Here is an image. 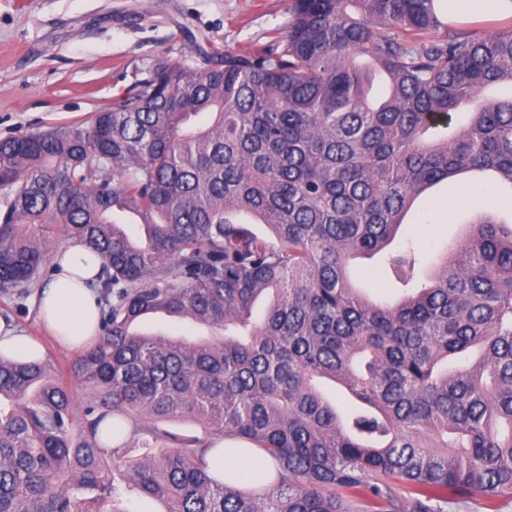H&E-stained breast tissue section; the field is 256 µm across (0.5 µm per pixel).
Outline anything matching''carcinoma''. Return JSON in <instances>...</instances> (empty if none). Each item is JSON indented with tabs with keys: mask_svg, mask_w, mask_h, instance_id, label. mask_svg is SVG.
Listing matches in <instances>:
<instances>
[{
	"mask_svg": "<svg viewBox=\"0 0 512 512\" xmlns=\"http://www.w3.org/2000/svg\"><path fill=\"white\" fill-rule=\"evenodd\" d=\"M512 28L436 0H291L274 47L160 60L88 124L0 139V295L44 276L54 234L103 258L98 341L71 366L0 358V512H122L120 475L166 512H448L512 500V218H474L428 286L377 303L349 263L464 174L512 211ZM264 224L268 239L252 225ZM265 316L252 321L260 297ZM216 342L137 329L152 315ZM326 378L354 404L315 385ZM188 417L205 436L160 427ZM133 435L149 452L128 455ZM248 440L275 480L209 475Z\"/></svg>",
	"mask_w": 512,
	"mask_h": 512,
	"instance_id": "cac0c4a2",
	"label": "carcinoma"
}]
</instances>
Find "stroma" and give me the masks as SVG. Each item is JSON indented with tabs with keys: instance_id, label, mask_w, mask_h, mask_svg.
I'll return each mask as SVG.
<instances>
[{
	"instance_id": "35a3bbf8",
	"label": "stroma",
	"mask_w": 512,
	"mask_h": 512,
	"mask_svg": "<svg viewBox=\"0 0 512 512\" xmlns=\"http://www.w3.org/2000/svg\"><path fill=\"white\" fill-rule=\"evenodd\" d=\"M287 22L288 0H0V138L85 123L112 108L157 60L193 63L196 46L185 29L207 46L238 52L272 46ZM452 194L442 187L394 243L413 246L419 274L436 269L462 219L484 207V195L474 194L444 213L439 205ZM353 266L357 286L372 298L399 294L383 258H359ZM36 298L0 295V321L39 338L69 382L75 354L42 326Z\"/></svg>"
}]
</instances>
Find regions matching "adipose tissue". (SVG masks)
Returning a JSON list of instances; mask_svg holds the SVG:
<instances>
[{
    "instance_id": "adipose-tissue-1",
    "label": "adipose tissue",
    "mask_w": 512,
    "mask_h": 512,
    "mask_svg": "<svg viewBox=\"0 0 512 512\" xmlns=\"http://www.w3.org/2000/svg\"><path fill=\"white\" fill-rule=\"evenodd\" d=\"M448 17L460 22H490L512 16V0H444ZM54 272L40 292L39 314L57 343L79 349L98 336L97 295L92 284L101 260L73 241L52 257Z\"/></svg>"
}]
</instances>
